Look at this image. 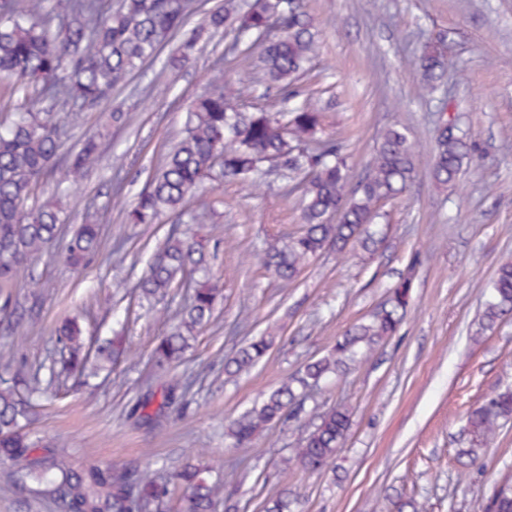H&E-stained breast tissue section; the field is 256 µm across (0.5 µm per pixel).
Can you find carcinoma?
Instances as JSON below:
<instances>
[{
  "label": "carcinoma",
  "instance_id": "obj_1",
  "mask_svg": "<svg viewBox=\"0 0 512 512\" xmlns=\"http://www.w3.org/2000/svg\"><path fill=\"white\" fill-rule=\"evenodd\" d=\"M46 0H0V80L19 96L17 111L0 122V288L15 282L22 271L53 242L63 223L61 213L70 206L64 192L53 201L29 207L27 200L50 166L66 164L65 177L77 179L92 169L99 157L96 138H87L77 151L64 145V130L46 101L68 112L92 110L112 90L125 85L146 63L159 59L164 46L177 35L165 65L190 62L200 44L224 30L229 41L223 62L257 60L268 86L291 102L295 82L306 75L319 51V43L306 0H224L222 9L190 26L197 13L196 0H58L47 9ZM416 66L421 91L431 93L442 83L447 63L440 45L422 51ZM252 92L243 84L210 79L192 102L182 138L165 156L129 212L134 224H153L163 211L179 212L194 199L197 188L214 170L224 177L255 182L264 164L275 161L301 197L305 224L294 233L276 236L264 250L267 269L283 283L294 282L310 261L332 248L343 254L355 244L373 252L382 238L373 230L381 205L408 187L415 174L414 153L406 135L395 128L382 138L366 174L348 189V164L339 141L320 139L323 113L309 101L289 112L246 111L242 98ZM471 160L470 147L459 118H440L434 139L431 176L441 186H453ZM93 205L85 204L89 218L77 226L65 246L64 258L78 269L97 253L101 224ZM339 215L336 223L331 216ZM411 268L391 289L383 306L365 323L354 326L325 356L306 363L299 375L272 390L226 429L235 448H249L262 432L305 412L306 399L324 380L346 372L361 351H372L395 335L404 319L413 288ZM209 259L193 237L173 231L154 253L139 295L160 301L178 287L188 273L205 272ZM221 289L205 280L193 288L177 312L174 329L155 345V370L167 374L182 361L196 338L212 320ZM512 314V257L499 263L481 315L480 329H493ZM63 368L81 373L103 370L125 353L120 334L94 346L87 342L76 319L56 331ZM273 337L259 336L241 344L224 359V375L235 378L249 372L268 354ZM188 377H172L157 394H141L135 410L139 419L158 428L167 409L186 398ZM42 394L38 376L5 387L0 385V464L21 493L53 503L59 512H168L179 485L181 512H225L235 505L224 495V480L210 478L213 468L186 463L164 476L144 466L88 465L73 467L44 438L30 430L35 399ZM154 410H149V407ZM512 419V389L494 393L472 408L461 429L468 447L458 449L467 465L478 463L497 435L501 421ZM351 421L343 401L318 414V422L300 440L298 448L282 459V470L297 466L314 473L333 463ZM295 499L288 489L266 499L262 512H292ZM483 512H512V478L494 483Z\"/></svg>",
  "mask_w": 512,
  "mask_h": 512
}]
</instances>
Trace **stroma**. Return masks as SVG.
Masks as SVG:
<instances>
[{
  "instance_id": "obj_1",
  "label": "stroma",
  "mask_w": 512,
  "mask_h": 512,
  "mask_svg": "<svg viewBox=\"0 0 512 512\" xmlns=\"http://www.w3.org/2000/svg\"><path fill=\"white\" fill-rule=\"evenodd\" d=\"M320 52L298 83L325 113L324 132L342 140L352 181L387 129L405 132L416 155L415 178L385 202L376 253L326 251L285 285L263 267L266 242L302 224L297 193L276 175L254 188L213 173L198 190L205 208L162 214L153 224L125 223L161 157L183 131L190 103L224 50L204 45L186 66L148 68L97 108L65 112L70 143L94 135L99 161L76 189L79 204L49 245L13 284L10 312L0 311V379L39 376L50 395L33 423L76 467L140 465L173 470L184 463L221 465L237 486L235 512H261L282 489L300 496L302 512H381L385 496L412 499L423 512H479L491 483L512 472V421L500 427L480 462L457 463L468 409L512 388V315L490 331L478 312L498 263L512 256V0H308ZM444 39L448 85L425 99L413 63L425 42ZM460 117L474 160L457 186L429 173L434 121L441 108ZM120 110L129 122L116 123ZM93 202L102 227L99 256L76 271L59 258L63 238ZM192 228L223 290L215 319L174 369L194 384L171 407L163 428L141 424L133 407L152 380L151 354L188 289L153 308L139 306L135 286L172 227ZM421 252L411 302L395 336L347 375L330 378L313 398L320 409L346 401L351 425L335 468L309 475L282 472L311 414L264 432L249 448L232 447L229 421L324 356L337 338L369 320ZM119 303L109 309L105 300ZM37 325L16 336L17 315ZM81 315L89 335L125 328L128 358L96 380L94 394L75 375L49 376L55 329ZM270 336L266 361L228 380L224 358L246 339Z\"/></svg>"
}]
</instances>
